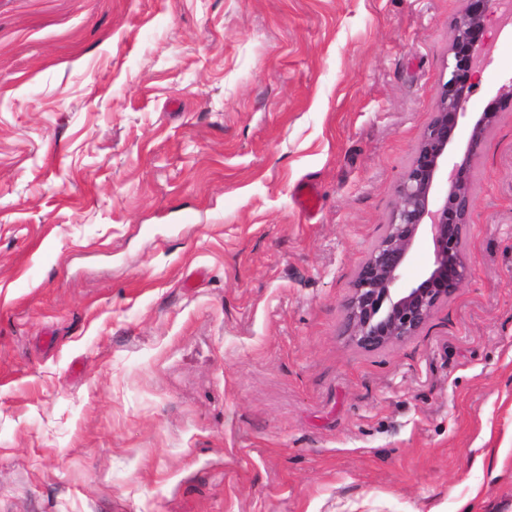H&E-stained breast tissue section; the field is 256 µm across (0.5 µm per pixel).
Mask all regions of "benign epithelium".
<instances>
[{"label":"benign epithelium","instance_id":"7a95c632","mask_svg":"<svg viewBox=\"0 0 512 512\" xmlns=\"http://www.w3.org/2000/svg\"><path fill=\"white\" fill-rule=\"evenodd\" d=\"M466 2L465 12L451 26L448 78L439 87L436 112L396 188L397 205L385 235L354 282L345 332L367 350L415 335L469 275L462 242L474 202L471 161L482 150L497 109L512 105V90L500 93L497 106L481 113L463 156L448 162L459 118L491 58L487 22L496 0ZM440 185L447 189L438 197ZM421 237L433 245V265L409 282L403 270Z\"/></svg>","mask_w":512,"mask_h":512}]
</instances>
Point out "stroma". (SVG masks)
Masks as SVG:
<instances>
[{"label": "stroma", "instance_id": "obj_1", "mask_svg": "<svg viewBox=\"0 0 512 512\" xmlns=\"http://www.w3.org/2000/svg\"><path fill=\"white\" fill-rule=\"evenodd\" d=\"M464 7L0 0V512H512V106L459 291L344 332Z\"/></svg>", "mask_w": 512, "mask_h": 512}]
</instances>
